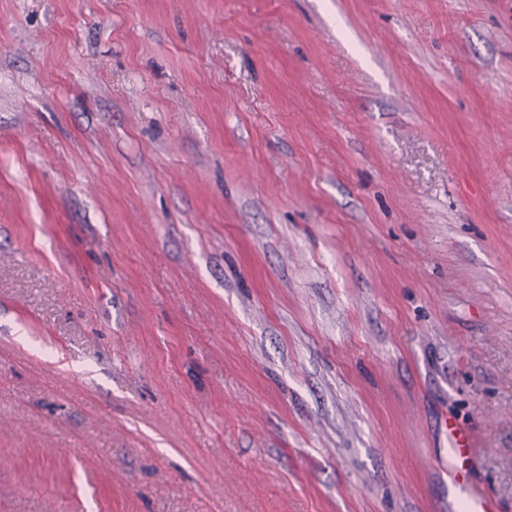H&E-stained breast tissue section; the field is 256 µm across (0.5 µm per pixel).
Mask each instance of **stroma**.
Instances as JSON below:
<instances>
[{
	"mask_svg": "<svg viewBox=\"0 0 512 512\" xmlns=\"http://www.w3.org/2000/svg\"><path fill=\"white\" fill-rule=\"evenodd\" d=\"M512 512V0H0V512ZM448 494L454 510L461 512H503L501 504L476 482V448L473 434L456 421L448 420Z\"/></svg>",
	"mask_w": 512,
	"mask_h": 512,
	"instance_id": "35a3bbf8",
	"label": "stroma"
}]
</instances>
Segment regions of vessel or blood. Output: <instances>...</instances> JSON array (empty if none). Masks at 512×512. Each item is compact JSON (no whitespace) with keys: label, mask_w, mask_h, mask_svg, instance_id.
<instances>
[{"label":"vessel or blood","mask_w":512,"mask_h":512,"mask_svg":"<svg viewBox=\"0 0 512 512\" xmlns=\"http://www.w3.org/2000/svg\"><path fill=\"white\" fill-rule=\"evenodd\" d=\"M473 434L456 421L448 423V492L457 512H503L501 504L478 486Z\"/></svg>","instance_id":"b4317fda"}]
</instances>
